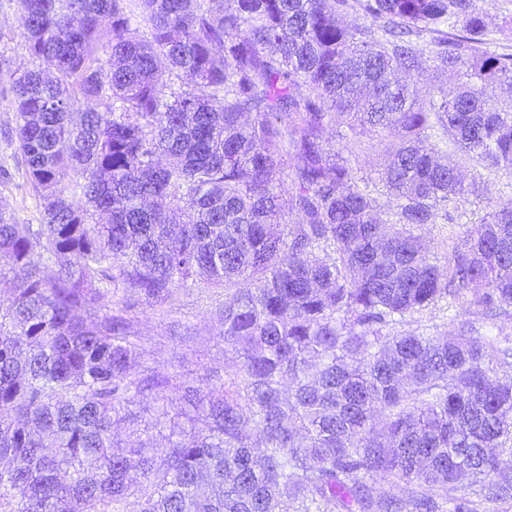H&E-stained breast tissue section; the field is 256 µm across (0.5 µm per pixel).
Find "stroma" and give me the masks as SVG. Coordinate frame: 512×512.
<instances>
[{"label":"stroma","mask_w":512,"mask_h":512,"mask_svg":"<svg viewBox=\"0 0 512 512\" xmlns=\"http://www.w3.org/2000/svg\"><path fill=\"white\" fill-rule=\"evenodd\" d=\"M475 4L488 24L490 39L512 52V0H475ZM22 13V0H0V72L5 75L0 81V168L11 175L10 180H0V207L14 213L18 223L37 224L41 221L38 198L23 178L17 144L7 136L15 125L8 76L33 66L20 28ZM510 196L512 177L485 176L480 200L457 206L460 223L441 220L422 229L426 247L439 260H446L456 234L476 227L483 203ZM224 299L223 289L192 287L174 289L163 303L150 305L135 299L127 313L140 352L131 366L132 376H166L174 384L186 383L203 390L223 383L225 373L233 371L236 362L234 354L226 349L223 326L215 314ZM460 321L473 323L482 332L501 328L512 335V312L490 316L482 307L464 300L453 306L439 302L436 307L407 318L403 327L444 334ZM182 407L177 400L165 405L155 395H145L128 408L136 415L138 427L118 423L114 427L115 438L124 448L137 443L148 448L165 447L161 433L151 423L163 408L168 411L167 423L182 422Z\"/></svg>","instance_id":"stroma-1"}]
</instances>
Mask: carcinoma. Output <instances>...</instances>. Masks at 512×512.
Masks as SVG:
<instances>
[{"label": "carcinoma", "instance_id": "cac0c4a2", "mask_svg": "<svg viewBox=\"0 0 512 512\" xmlns=\"http://www.w3.org/2000/svg\"><path fill=\"white\" fill-rule=\"evenodd\" d=\"M21 28L54 73L9 75L43 222L0 208V512H478L463 465L512 499L509 338L396 330L446 297L512 307V198L446 265L415 234L477 194L461 169L512 173V96L486 93L512 90V53L474 0H25ZM423 68L454 91L397 78ZM188 285L229 294L238 364L185 389L159 477L155 449L112 452L170 387L131 376L112 299ZM368 138L369 137L362 138L366 141V149L359 155L358 159L352 163L354 168H357V171L355 172H357L356 175L359 178H369L374 176L373 164L375 163L379 154L376 138H374V140H369ZM371 145H373L372 148L370 147Z\"/></svg>", "mask_w": 512, "mask_h": 512}]
</instances>
